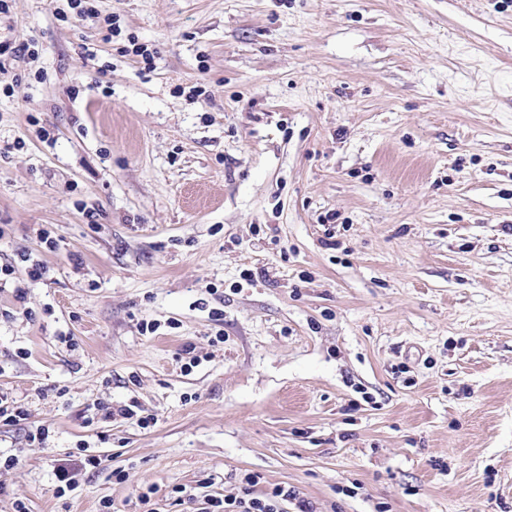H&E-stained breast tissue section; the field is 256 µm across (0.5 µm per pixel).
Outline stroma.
Masks as SVG:
<instances>
[{
	"mask_svg": "<svg viewBox=\"0 0 512 512\" xmlns=\"http://www.w3.org/2000/svg\"><path fill=\"white\" fill-rule=\"evenodd\" d=\"M94 7L0 13V512H512V0ZM260 479L257 474H246L239 495L211 499L213 510L209 512H286L283 505L289 500H298L295 504L298 512H314L310 502L301 500L294 490L277 486L270 492L258 491Z\"/></svg>",
	"mask_w": 512,
	"mask_h": 512,
	"instance_id": "35a3bbf8",
	"label": "stroma"
}]
</instances>
